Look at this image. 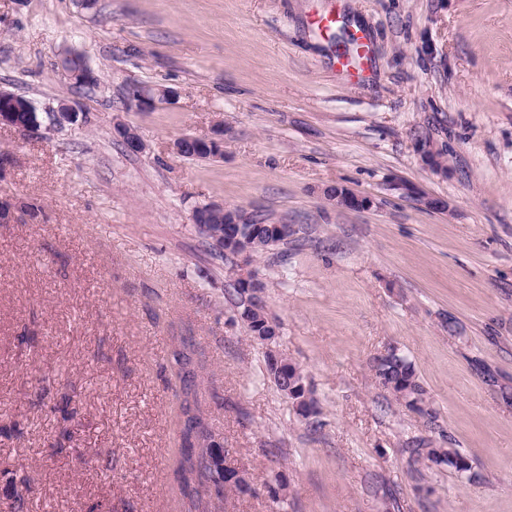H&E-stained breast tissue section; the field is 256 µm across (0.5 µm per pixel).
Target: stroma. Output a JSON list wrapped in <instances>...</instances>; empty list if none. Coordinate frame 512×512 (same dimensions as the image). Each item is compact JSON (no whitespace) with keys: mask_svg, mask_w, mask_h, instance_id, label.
<instances>
[{"mask_svg":"<svg viewBox=\"0 0 512 512\" xmlns=\"http://www.w3.org/2000/svg\"><path fill=\"white\" fill-rule=\"evenodd\" d=\"M66 51L97 87L70 84ZM134 85L178 97L143 110ZM0 88L87 115L0 126V198L22 206L0 224V512L20 477L29 512H187L183 353L256 489L212 512H276L280 476L288 512H512V0H0ZM219 125L223 157L174 152ZM336 184L373 207L335 208ZM208 202L298 230L249 264L271 345L237 317L235 259L193 222ZM270 346L304 370L318 426L270 379ZM393 346L434 418L378 383ZM419 439L479 481L412 464ZM80 112H78L73 106L68 104H62L60 107L53 112H46L48 124L44 126L45 131H51L58 128H63L66 125L75 124L79 121ZM86 119L84 113L81 114V120Z\"/></svg>","mask_w":512,"mask_h":512,"instance_id":"35a3bbf8","label":"stroma"}]
</instances>
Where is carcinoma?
I'll return each mask as SVG.
<instances>
[{
    "mask_svg": "<svg viewBox=\"0 0 512 512\" xmlns=\"http://www.w3.org/2000/svg\"><path fill=\"white\" fill-rule=\"evenodd\" d=\"M240 224L238 231L242 238L253 240L262 238L265 233L264 224L267 219L260 214L249 216L239 214ZM199 230L208 238L216 239L226 236V223L224 219L211 217L207 222L198 225ZM234 293L239 298L237 314L241 322L246 326L251 336L257 337L267 333L265 324L268 315L263 308L251 309L244 300L239 288H234ZM376 379L381 385L390 390L396 399L405 404L414 412L434 415L430 407V401L426 391L419 382L414 365L406 356L392 348L388 355L381 359H375L373 366ZM184 414L186 420L182 430L183 445L181 448V460L178 467L183 491L190 497L191 507L188 512H208L209 506L217 501L224 500L228 492L239 495H251L254 493L252 474L241 469V477L232 484H224V472H236V466L211 467V460L216 453L213 448H205L198 443L197 438L211 439L202 418L195 414L190 403H185ZM410 459L414 463H423L427 467L448 466L455 472L467 476L470 474L471 465L454 448H433L430 443L423 444L420 448L411 449ZM29 480L24 478L13 488V498L16 504V512H27V495L29 492Z\"/></svg>",
    "mask_w": 512,
    "mask_h": 512,
    "instance_id": "obj_1",
    "label": "carcinoma"
}]
</instances>
